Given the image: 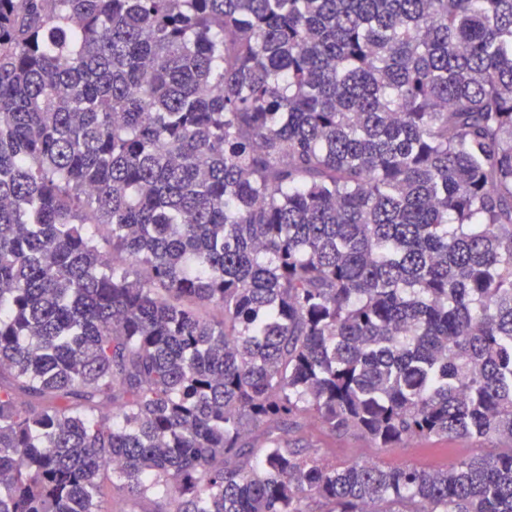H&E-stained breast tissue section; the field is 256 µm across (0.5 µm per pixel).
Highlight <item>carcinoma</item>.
I'll return each instance as SVG.
<instances>
[{
    "mask_svg": "<svg viewBox=\"0 0 512 512\" xmlns=\"http://www.w3.org/2000/svg\"><path fill=\"white\" fill-rule=\"evenodd\" d=\"M114 491L512 512V0H0V512ZM316 456L329 462L373 461L381 465L406 463L422 468H444L456 459L507 448L498 441H474L466 438L418 440L407 448H375L368 440L353 436H332L318 423L309 426Z\"/></svg>",
    "mask_w": 512,
    "mask_h": 512,
    "instance_id": "1",
    "label": "carcinoma"
}]
</instances>
